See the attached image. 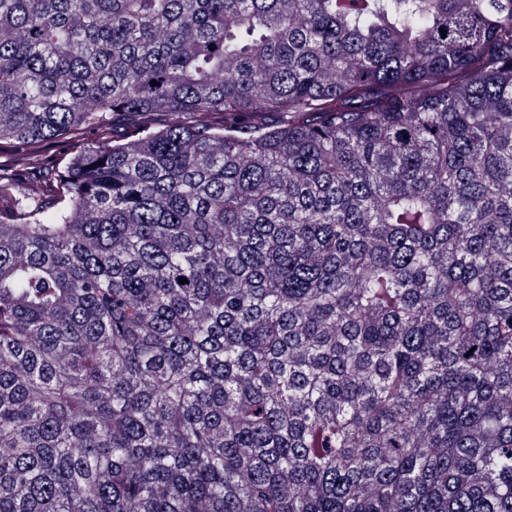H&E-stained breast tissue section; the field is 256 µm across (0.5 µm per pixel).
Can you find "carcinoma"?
I'll use <instances>...</instances> for the list:
<instances>
[{"mask_svg": "<svg viewBox=\"0 0 512 512\" xmlns=\"http://www.w3.org/2000/svg\"><path fill=\"white\" fill-rule=\"evenodd\" d=\"M1 145L0 512H512V0H0Z\"/></svg>", "mask_w": 512, "mask_h": 512, "instance_id": "obj_1", "label": "carcinoma"}]
</instances>
